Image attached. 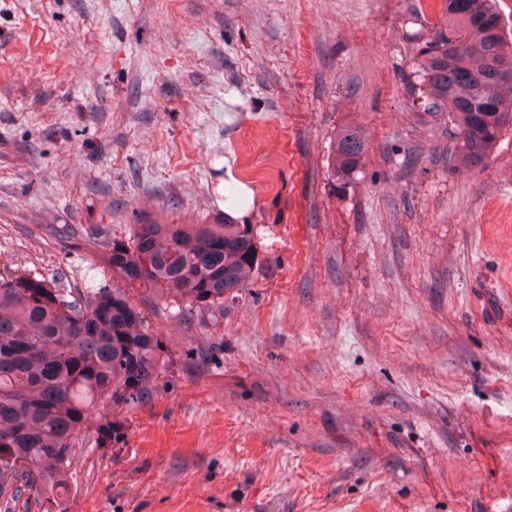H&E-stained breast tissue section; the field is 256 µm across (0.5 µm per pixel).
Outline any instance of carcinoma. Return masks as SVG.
Returning a JSON list of instances; mask_svg holds the SVG:
<instances>
[{
	"label": "carcinoma",
	"instance_id": "1",
	"mask_svg": "<svg viewBox=\"0 0 512 512\" xmlns=\"http://www.w3.org/2000/svg\"><path fill=\"white\" fill-rule=\"evenodd\" d=\"M448 30L421 50L426 98L448 112L454 159L474 168L512 127V79L487 77L512 52L495 0H445ZM367 143L341 130L331 168L351 181ZM110 282L75 293L25 272L0 277V495L33 491L46 512H68V471L80 434L123 437L122 412L152 404L168 354L132 301L224 306L260 264L254 228L218 214L198 224L144 219L100 244Z\"/></svg>",
	"mask_w": 512,
	"mask_h": 512
}]
</instances>
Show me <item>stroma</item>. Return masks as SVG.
Wrapping results in <instances>:
<instances>
[{"instance_id": "35a3bbf8", "label": "stroma", "mask_w": 512, "mask_h": 512, "mask_svg": "<svg viewBox=\"0 0 512 512\" xmlns=\"http://www.w3.org/2000/svg\"><path fill=\"white\" fill-rule=\"evenodd\" d=\"M443 0H0V275L82 288L90 238L252 203L223 308L169 352L68 512H512V128L451 159L419 96ZM368 143L354 179L342 128ZM367 150V143L356 128L341 130L334 145L331 168L336 181H351L362 165Z\"/></svg>"}]
</instances>
